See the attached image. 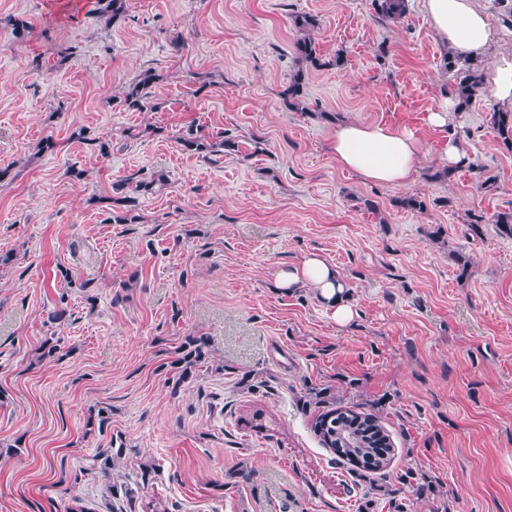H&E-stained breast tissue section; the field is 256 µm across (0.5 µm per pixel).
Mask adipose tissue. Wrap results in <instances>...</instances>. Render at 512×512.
I'll list each match as a JSON object with an SVG mask.
<instances>
[{
  "label": "adipose tissue",
  "instance_id": "ef3b65f1",
  "mask_svg": "<svg viewBox=\"0 0 512 512\" xmlns=\"http://www.w3.org/2000/svg\"><path fill=\"white\" fill-rule=\"evenodd\" d=\"M421 7L443 45L456 53L480 58L495 41L492 24L479 0H421ZM330 150L342 168L364 181L404 186L416 177L424 144L403 127L347 122L337 128ZM275 284L280 288H315L332 307L337 322L343 324L352 318V310L344 298L343 281L318 255L279 269Z\"/></svg>",
  "mask_w": 512,
  "mask_h": 512
}]
</instances>
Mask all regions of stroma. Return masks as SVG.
Listing matches in <instances>:
<instances>
[{
	"mask_svg": "<svg viewBox=\"0 0 512 512\" xmlns=\"http://www.w3.org/2000/svg\"><path fill=\"white\" fill-rule=\"evenodd\" d=\"M89 8L0 0V512H65L76 496L92 512H361L355 464L311 429V387L379 417L395 456L378 482L407 512H512V238L491 222L512 212V146L484 90L447 129L429 125L448 76L419 0L398 21L372 0H129L109 27ZM297 13L317 19L328 61L299 110L283 100ZM149 67L158 109L124 111ZM349 120L413 131L426 145L415 180L342 169L329 144ZM192 125L237 150H185ZM83 127L108 156L77 139ZM448 132L470 164L440 177L432 150ZM141 169L161 188L139 196L137 223H106ZM312 254L342 278L348 325L313 289L274 287ZM192 336L223 369L180 379ZM101 409L106 425H89ZM108 448L130 489L115 500L91 468ZM409 467L430 492L399 483Z\"/></svg>",
	"mask_w": 512,
	"mask_h": 512,
	"instance_id": "stroma-1",
	"label": "stroma"
}]
</instances>
